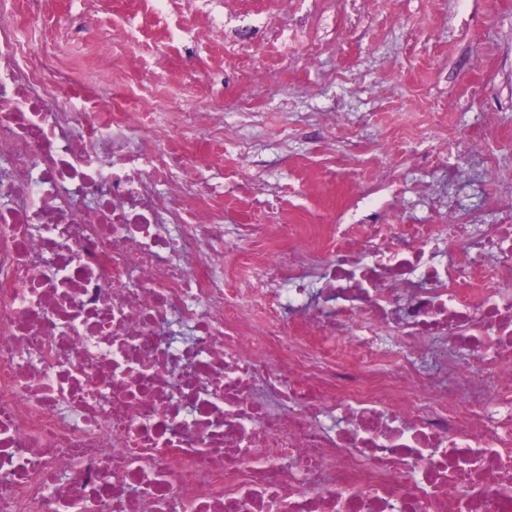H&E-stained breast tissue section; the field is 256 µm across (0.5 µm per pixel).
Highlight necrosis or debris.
Masks as SVG:
<instances>
[{
    "label": "necrosis or debris",
    "mask_w": 512,
    "mask_h": 512,
    "mask_svg": "<svg viewBox=\"0 0 512 512\" xmlns=\"http://www.w3.org/2000/svg\"><path fill=\"white\" fill-rule=\"evenodd\" d=\"M236 27L257 75L297 28ZM0 10V512H512V218L228 224Z\"/></svg>",
    "instance_id": "1"
}]
</instances>
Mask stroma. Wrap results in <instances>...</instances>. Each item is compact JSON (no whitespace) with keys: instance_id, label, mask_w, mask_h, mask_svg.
Returning <instances> with one entry per match:
<instances>
[{"instance_id":"obj_1","label":"stroma","mask_w":512,"mask_h":512,"mask_svg":"<svg viewBox=\"0 0 512 512\" xmlns=\"http://www.w3.org/2000/svg\"><path fill=\"white\" fill-rule=\"evenodd\" d=\"M21 23L19 39L38 48L52 39L59 66L111 108L112 79L95 63L97 43L71 21L85 0H47L43 19L27 17L26 0H0ZM218 36L178 33L192 50L195 81L158 82L153 107L215 110L240 118L253 102L267 151L253 167L240 144L220 132L184 130L215 168L253 167L268 184L269 222L292 224H444L449 211L504 221L512 188V0H287L283 19L302 26L312 57L297 55L274 84L258 86L246 68L224 72L223 0H192ZM343 112L336 147L307 137L302 119ZM447 140V154L434 155ZM446 196L433 204L418 188Z\"/></svg>"}]
</instances>
